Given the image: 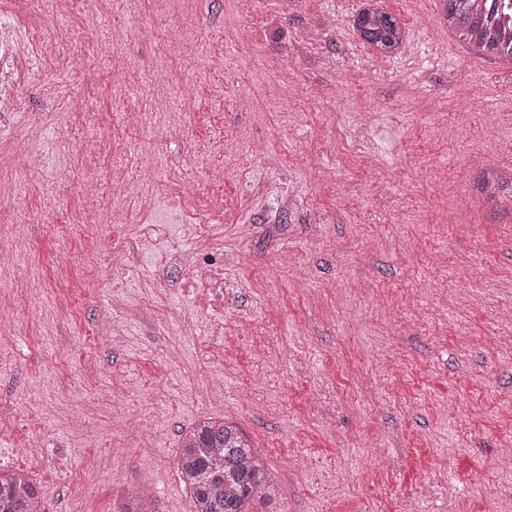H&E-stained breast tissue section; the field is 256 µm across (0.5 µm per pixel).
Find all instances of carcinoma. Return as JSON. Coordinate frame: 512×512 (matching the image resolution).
I'll use <instances>...</instances> for the list:
<instances>
[{"instance_id": "cac0c4a2", "label": "carcinoma", "mask_w": 512, "mask_h": 512, "mask_svg": "<svg viewBox=\"0 0 512 512\" xmlns=\"http://www.w3.org/2000/svg\"><path fill=\"white\" fill-rule=\"evenodd\" d=\"M443 21L480 55L512 61V37L497 19L498 4L481 0H443ZM352 29L372 51L390 56L403 45L401 19L385 10L382 0H361ZM179 478L190 492L194 512H242L246 502L271 503L277 484L263 460L239 433L222 419L205 418L182 432ZM0 512H43L41 494L23 474L0 468ZM121 512H152L149 497L134 492Z\"/></svg>"}]
</instances>
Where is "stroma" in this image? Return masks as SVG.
<instances>
[{"instance_id": "obj_1", "label": "stroma", "mask_w": 512, "mask_h": 512, "mask_svg": "<svg viewBox=\"0 0 512 512\" xmlns=\"http://www.w3.org/2000/svg\"><path fill=\"white\" fill-rule=\"evenodd\" d=\"M13 3L33 85L0 129V234L24 224L0 269L20 292L0 317V467L33 424L44 512H118L139 488L155 512H192L181 432L210 416L264 457L279 512H512V205L472 191L512 168V64L441 27V0H384L407 29L391 57L353 32L360 0H198L197 49L177 64L139 37L184 24L160 0H77L53 55L38 40L54 0ZM117 27L120 79L99 50ZM239 94L256 109H234ZM36 122L49 138L30 159L12 142ZM240 130L269 156L238 151ZM262 184L293 208L254 196ZM189 207L209 217L198 257L223 286L160 262ZM143 223L166 237L113 274ZM107 315L122 334L95 341Z\"/></svg>"}]
</instances>
